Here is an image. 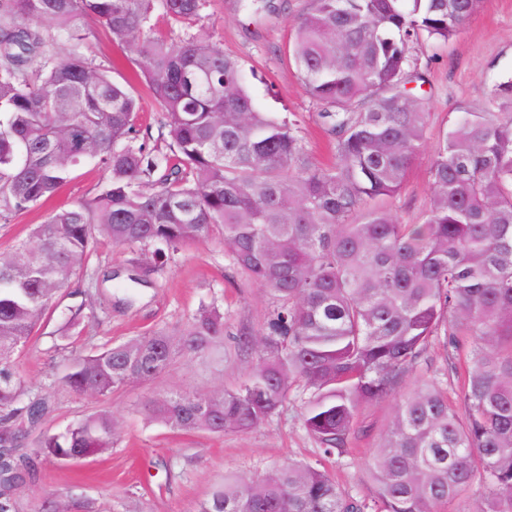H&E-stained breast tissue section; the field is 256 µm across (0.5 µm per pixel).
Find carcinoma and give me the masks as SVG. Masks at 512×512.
<instances>
[{
	"label": "carcinoma",
	"instance_id": "obj_1",
	"mask_svg": "<svg viewBox=\"0 0 512 512\" xmlns=\"http://www.w3.org/2000/svg\"><path fill=\"white\" fill-rule=\"evenodd\" d=\"M206 2L0 0V223L54 197L84 164L106 177L91 201L49 213L0 257V512H18L17 494L45 464L100 454L118 434L104 405L23 451L53 403L22 385L13 355L96 237L175 252L216 227L231 266L266 288L273 309L262 332L235 337L257 354L237 386L145 400L167 427L246 432L297 402L320 458L339 462L362 407L385 399L432 343L456 348L467 336L470 359L457 392L434 373L397 404L364 494L291 462L251 481L224 476L195 512H447L475 481L485 496L456 512H512V77L439 131L421 222L394 209L430 125L418 46L458 35L482 0H311L289 53L320 107L331 164L310 157L297 120L257 108L240 61L208 29L190 31ZM157 14L188 31L156 33ZM85 16L144 61L165 147L147 144L132 87L87 53ZM60 39L70 48L58 56ZM163 257L131 281L151 283ZM226 335L224 310L204 305L179 328L75 359L61 383L105 402ZM28 512L91 510L45 498Z\"/></svg>",
	"mask_w": 512,
	"mask_h": 512
}]
</instances>
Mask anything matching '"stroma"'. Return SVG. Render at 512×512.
Listing matches in <instances>:
<instances>
[{"instance_id":"obj_1","label":"stroma","mask_w":512,"mask_h":512,"mask_svg":"<svg viewBox=\"0 0 512 512\" xmlns=\"http://www.w3.org/2000/svg\"><path fill=\"white\" fill-rule=\"evenodd\" d=\"M274 2L279 6L275 13L254 14L243 9L240 0H208L201 23L225 53L239 58L256 105L276 117L297 115L310 155L317 162H330L318 107L302 89L288 55L293 25L308 10L309 0ZM80 29L97 63L109 68L114 79L136 83L142 102L139 122L150 130L152 143H159L163 115L147 88L138 83L139 65L113 45L95 19L82 20ZM419 55L428 65L425 91L430 126L435 129L461 102L480 101L492 83L512 75V0H483L460 34L423 46ZM434 151L435 139L427 137L397 200L403 221L415 223L422 216L431 195L428 170ZM103 180L101 170L80 167L52 199L10 223H0V256L9 254L30 225L42 223L47 213L96 195ZM154 258L151 245L117 246L99 240L84 269L53 299L50 318L18 351L16 369L27 389L50 397L55 405L52 415L28 437L27 452L36 451L42 434L64 432L98 406L94 398L75 394L60 383L74 353L186 322L211 302L223 307L231 334L261 332L272 299L265 288L232 268L221 233L183 247L152 284L137 288L133 301H126L122 274ZM81 303L86 309L75 335H61L68 308ZM255 361L254 350L228 339L213 358L180 359L164 375L113 393L111 408L120 423L114 447L79 465H44L36 481L21 492V504L53 493L64 501L88 502L94 512H194L225 474L249 479L293 461L316 463L315 445L303 431L294 403L257 429L221 435L173 431L146 420L140 409L153 394L234 387ZM426 361V367L405 372L391 396L362 408L352 459L335 469L341 490L352 495L364 491L370 458L385 437L398 398L418 384L426 369L446 372L452 356L436 344L429 348Z\"/></svg>"}]
</instances>
